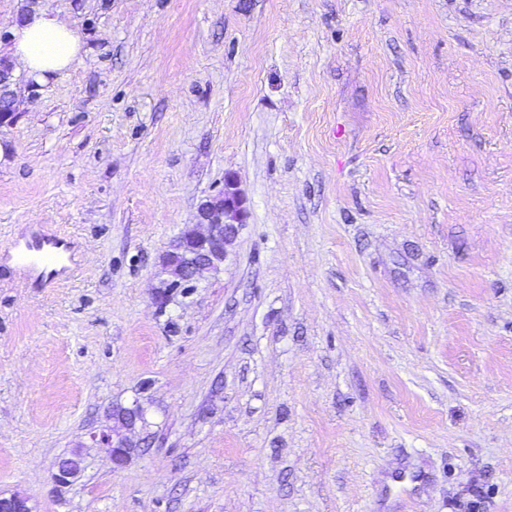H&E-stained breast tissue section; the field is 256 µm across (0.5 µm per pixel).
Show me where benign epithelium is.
<instances>
[{
    "instance_id": "benign-epithelium-1",
    "label": "benign epithelium",
    "mask_w": 512,
    "mask_h": 512,
    "mask_svg": "<svg viewBox=\"0 0 512 512\" xmlns=\"http://www.w3.org/2000/svg\"><path fill=\"white\" fill-rule=\"evenodd\" d=\"M11 69L6 62H0V124H11L15 119L13 99L10 91ZM246 209L236 180L231 175L224 178V188L212 201L204 202L199 209L200 221L182 232L177 249L191 251L196 259L182 265L170 255L172 279L167 288L176 291L195 282L205 271L216 269L224 262L228 248L232 245L241 224L245 223ZM99 443L110 455L115 466L124 465L131 448L122 440L103 434ZM81 470V459L74 457L60 461L53 482L63 486Z\"/></svg>"
}]
</instances>
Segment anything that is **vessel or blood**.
<instances>
[{"instance_id":"vessel-or-blood-1","label":"vessel or blood","mask_w":512,"mask_h":512,"mask_svg":"<svg viewBox=\"0 0 512 512\" xmlns=\"http://www.w3.org/2000/svg\"><path fill=\"white\" fill-rule=\"evenodd\" d=\"M17 262L33 270L41 279L51 282L77 262L76 250L55 236L15 239L9 246Z\"/></svg>"}]
</instances>
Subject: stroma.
<instances>
[{
    "label": "stroma",
    "mask_w": 512,
    "mask_h": 512,
    "mask_svg": "<svg viewBox=\"0 0 512 512\" xmlns=\"http://www.w3.org/2000/svg\"><path fill=\"white\" fill-rule=\"evenodd\" d=\"M42 7L83 49L0 127V495L512 512V0ZM228 175V258L164 295ZM37 234L79 254L49 285L6 255ZM99 443L108 452L116 467H121L127 462L131 450L133 449L129 448L123 439L118 438L117 440H114L110 434L103 433L99 439Z\"/></svg>",
    "instance_id": "stroma-1"
}]
</instances>
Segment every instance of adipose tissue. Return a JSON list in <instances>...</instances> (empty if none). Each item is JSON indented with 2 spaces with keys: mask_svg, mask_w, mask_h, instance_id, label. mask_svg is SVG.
Instances as JSON below:
<instances>
[{
  "mask_svg": "<svg viewBox=\"0 0 512 512\" xmlns=\"http://www.w3.org/2000/svg\"><path fill=\"white\" fill-rule=\"evenodd\" d=\"M12 55L35 81H45L78 60L82 44L57 14L42 8L23 15L12 32Z\"/></svg>",
  "mask_w": 512,
  "mask_h": 512,
  "instance_id": "ef3b65f1",
  "label": "adipose tissue"
}]
</instances>
